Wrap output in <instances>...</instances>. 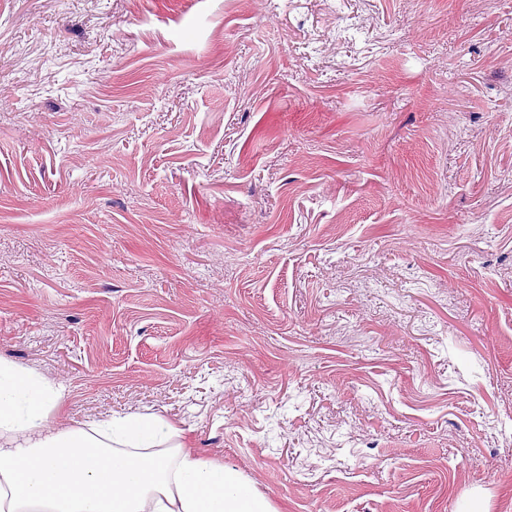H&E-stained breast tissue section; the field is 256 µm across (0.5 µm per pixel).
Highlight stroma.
I'll return each instance as SVG.
<instances>
[{
  "mask_svg": "<svg viewBox=\"0 0 512 512\" xmlns=\"http://www.w3.org/2000/svg\"><path fill=\"white\" fill-rule=\"evenodd\" d=\"M0 359L277 512H512V0H0Z\"/></svg>",
  "mask_w": 512,
  "mask_h": 512,
  "instance_id": "35a3bbf8",
  "label": "stroma"
}]
</instances>
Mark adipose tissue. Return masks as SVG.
Listing matches in <instances>:
<instances>
[{
	"label": "adipose tissue",
	"instance_id": "obj_1",
	"mask_svg": "<svg viewBox=\"0 0 512 512\" xmlns=\"http://www.w3.org/2000/svg\"><path fill=\"white\" fill-rule=\"evenodd\" d=\"M60 389L0 360V512H275L164 417L49 426Z\"/></svg>",
	"mask_w": 512,
	"mask_h": 512
}]
</instances>
